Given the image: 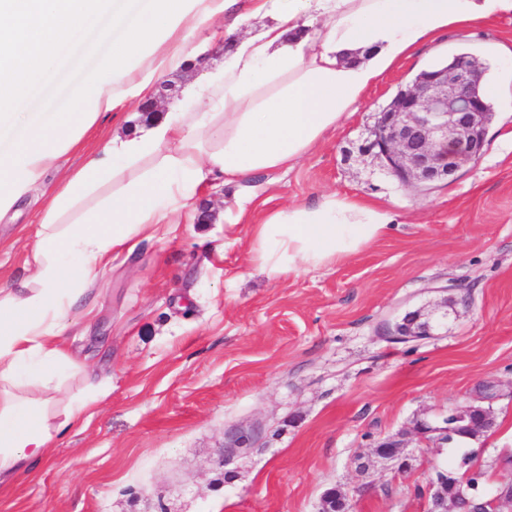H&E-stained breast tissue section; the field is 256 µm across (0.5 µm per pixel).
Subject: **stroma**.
Returning <instances> with one entry per match:
<instances>
[{"label": "stroma", "mask_w": 512, "mask_h": 512, "mask_svg": "<svg viewBox=\"0 0 512 512\" xmlns=\"http://www.w3.org/2000/svg\"><path fill=\"white\" fill-rule=\"evenodd\" d=\"M249 20L222 42L211 27L188 40L191 57L224 63ZM93 34L70 45L60 69L29 97L45 111L94 62ZM468 53L485 68L494 116L479 158L421 189L398 182L368 152L376 113L424 68ZM102 119L45 178L55 185L85 152L143 123ZM512 14L448 30L386 71L353 112L292 169L243 186L213 182L212 222L171 225L163 239L118 251L90 301L84 333L66 350L109 395L93 418L57 439L52 458L0 488V512H319L346 493L352 512H427L441 466L477 454L484 487L512 482ZM327 190L389 209L386 235L362 252L297 277H267L250 261L239 202L255 193L273 210ZM38 204L0 221V284L22 274L35 244ZM452 284L453 302L437 294ZM421 311L433 336L395 343L386 322ZM492 406L496 426L436 449L415 432L448 410ZM253 433L250 447L229 437ZM403 436L411 466L362 467L378 442Z\"/></svg>", "instance_id": "obj_1"}]
</instances>
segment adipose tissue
I'll use <instances>...</instances> for the list:
<instances>
[{
    "label": "adipose tissue",
    "mask_w": 512,
    "mask_h": 512,
    "mask_svg": "<svg viewBox=\"0 0 512 512\" xmlns=\"http://www.w3.org/2000/svg\"><path fill=\"white\" fill-rule=\"evenodd\" d=\"M0 0V218L43 199L26 278L0 285V485L34 471L55 446L45 409L26 395L53 386L70 423L109 393L71 395L84 363L62 344L91 313L92 287L113 252L134 251L159 225L196 209L200 187L288 168L335 130L378 76L448 29L512 13V0ZM273 12L275 24L239 40L180 111L107 143L54 187L45 175L88 129L187 61L202 25L237 29ZM93 29L110 53L68 86L67 111L18 112L23 91L57 65L63 43ZM393 221L385 208L322 193L265 212L251 227L252 260L269 277L297 276L360 253Z\"/></svg>",
    "instance_id": "obj_1"
}]
</instances>
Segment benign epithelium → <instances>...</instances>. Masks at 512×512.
<instances>
[{"label":"benign epithelium","instance_id":"7a95c632","mask_svg":"<svg viewBox=\"0 0 512 512\" xmlns=\"http://www.w3.org/2000/svg\"><path fill=\"white\" fill-rule=\"evenodd\" d=\"M483 75L480 62L468 54L419 72L377 113L368 150L405 186L429 187L451 178L484 151L489 112ZM432 330L430 322L413 311L388 325L386 337L407 343L432 335ZM494 424L490 409L466 405L449 410L437 425L419 423L417 430L443 446L475 439ZM405 449L401 440L391 438L379 443L374 453L404 470L410 466ZM322 512H350V505L331 490ZM428 512H512V484L489 495L479 489L478 475L450 482L448 470L438 468L430 484Z\"/></svg>","mask_w":512,"mask_h":512}]
</instances>
